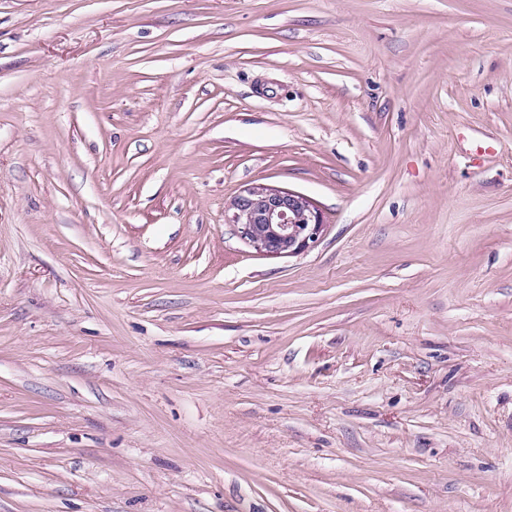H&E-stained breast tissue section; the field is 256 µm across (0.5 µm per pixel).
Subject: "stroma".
<instances>
[{
    "label": "stroma",
    "instance_id": "1",
    "mask_svg": "<svg viewBox=\"0 0 512 512\" xmlns=\"http://www.w3.org/2000/svg\"><path fill=\"white\" fill-rule=\"evenodd\" d=\"M0 512H512V0H0ZM225 224L245 244L266 256L298 255L314 248L326 226L321 210L305 195L254 184L231 201Z\"/></svg>",
    "mask_w": 512,
    "mask_h": 512
}]
</instances>
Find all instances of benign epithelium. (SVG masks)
Instances as JSON below:
<instances>
[{
    "label": "benign epithelium",
    "mask_w": 512,
    "mask_h": 512,
    "mask_svg": "<svg viewBox=\"0 0 512 512\" xmlns=\"http://www.w3.org/2000/svg\"><path fill=\"white\" fill-rule=\"evenodd\" d=\"M224 223L244 243L266 256H291L315 247L326 226L321 210L305 195L254 184L231 201Z\"/></svg>",
    "instance_id": "1"
}]
</instances>
